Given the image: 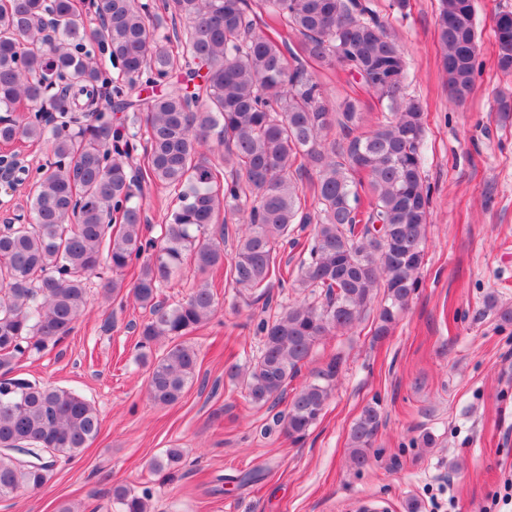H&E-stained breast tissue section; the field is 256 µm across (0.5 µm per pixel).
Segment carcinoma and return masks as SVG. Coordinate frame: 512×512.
<instances>
[{
	"label": "carcinoma",
	"instance_id": "1",
	"mask_svg": "<svg viewBox=\"0 0 512 512\" xmlns=\"http://www.w3.org/2000/svg\"><path fill=\"white\" fill-rule=\"evenodd\" d=\"M88 8L95 26L74 0H0V142L50 151L22 175L32 179L29 220L0 231V498L41 490L58 459L76 458L100 432L97 410L77 392L13 375L20 358L70 335L88 307L90 277L101 276L111 299L136 270L128 293L149 311L137 342L147 398L171 406L197 379L198 354L180 338L207 324L217 302L204 280L176 304L161 288L188 258L200 276L224 266L209 232L219 212L240 224L227 275L237 296L255 302L269 300L272 280L285 281L278 248L297 244L295 225H313L293 280L302 299L262 319L258 356L225 370L255 408L288 400L273 423L295 444L324 416L342 365L332 357L289 388L314 347L372 309L374 337L385 338L422 284L425 112L406 97L403 52L368 0H89ZM166 14L187 22L173 30L178 55L160 31ZM262 14L275 23L269 33L258 26ZM494 36L497 66L511 73L512 17H497ZM436 37L448 101L461 104L477 72L474 0H439ZM94 45L120 63L125 83H112ZM309 63L348 70L382 119L369 124L354 97L329 106ZM157 83L162 93L141 96ZM108 85L113 110L144 115L148 149L135 174L136 134L120 135L103 110ZM20 104L26 113L17 115ZM334 129L344 142L329 140ZM212 141L224 149L222 172L202 151ZM308 171L316 174L309 208L299 183ZM144 179L178 192L156 240L142 231ZM162 339L166 347L151 354ZM381 426L379 403L364 405L349 431L354 469L368 465ZM183 462L172 446L147 469L171 481ZM151 498L147 486H112L116 512H151Z\"/></svg>",
	"mask_w": 512,
	"mask_h": 512
}]
</instances>
